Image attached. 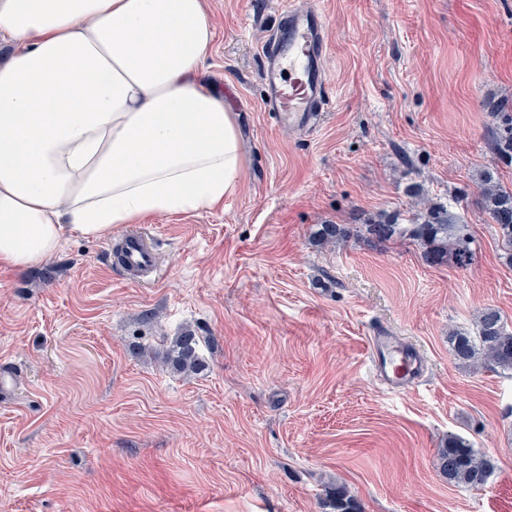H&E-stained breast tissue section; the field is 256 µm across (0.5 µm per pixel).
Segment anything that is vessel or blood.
Here are the masks:
<instances>
[{
  "label": "vessel or blood",
  "mask_w": 512,
  "mask_h": 512,
  "mask_svg": "<svg viewBox=\"0 0 512 512\" xmlns=\"http://www.w3.org/2000/svg\"><path fill=\"white\" fill-rule=\"evenodd\" d=\"M325 27L321 9L309 0H289L260 48L265 95L260 110L279 125L315 131L321 113L332 103L329 75L323 66ZM122 244L123 252L115 263L128 276L144 280L157 271L160 257L150 236L132 232ZM368 348L376 376L393 391L413 387L424 371L421 352L387 332H374Z\"/></svg>",
  "instance_id": "obj_1"
}]
</instances>
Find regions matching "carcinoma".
<instances>
[{"label": "carcinoma", "mask_w": 512, "mask_h": 512, "mask_svg": "<svg viewBox=\"0 0 512 512\" xmlns=\"http://www.w3.org/2000/svg\"><path fill=\"white\" fill-rule=\"evenodd\" d=\"M494 146L497 153L512 160V113H498ZM477 202L493 224L512 263V189L486 175L481 179ZM386 242L410 240L421 249L423 259L430 265L442 266L453 261L463 267L472 258L468 225L458 222L445 206H429L411 224H403L397 215L368 217L364 223L351 228L340 224H322L318 230L324 242L336 241L350 235ZM478 336L451 332L448 340L454 359L474 370L512 371V329H508L501 313L486 308L478 318ZM199 339L187 330L170 342L167 359L175 371L191 374L202 367L198 355ZM436 464L448 482L480 488L495 469L494 459L479 452L460 437L450 435L436 449ZM333 512H361L360 505L346 490L336 488L331 503Z\"/></svg>", "instance_id": "obj_1"}]
</instances>
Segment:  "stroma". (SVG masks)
<instances>
[{
	"label": "stroma",
	"mask_w": 512,
	"mask_h": 512,
	"mask_svg": "<svg viewBox=\"0 0 512 512\" xmlns=\"http://www.w3.org/2000/svg\"><path fill=\"white\" fill-rule=\"evenodd\" d=\"M286 0H207V77L238 116L241 183L223 208L151 216L65 239L0 269V512H512V373L457 365L449 331L478 312L512 329V265L477 206L481 175L512 188L491 147L512 111V0H313L326 16L333 105L320 129L258 112L260 47ZM468 224L469 265L432 267L408 240L320 245L321 224L417 202ZM152 235L154 280L119 276L112 247ZM380 326L418 348L424 379L387 390ZM203 340L205 368L164 362ZM469 441L497 468L449 484L435 451ZM199 339L187 330L170 342L167 359L176 372L196 373L203 365L198 355Z\"/></svg>",
	"instance_id": "stroma-1"
}]
</instances>
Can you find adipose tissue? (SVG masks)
Segmentation results:
<instances>
[{"mask_svg": "<svg viewBox=\"0 0 512 512\" xmlns=\"http://www.w3.org/2000/svg\"><path fill=\"white\" fill-rule=\"evenodd\" d=\"M205 0H0V265L212 211L244 167Z\"/></svg>", "mask_w": 512, "mask_h": 512, "instance_id": "adipose-tissue-1", "label": "adipose tissue"}]
</instances>
